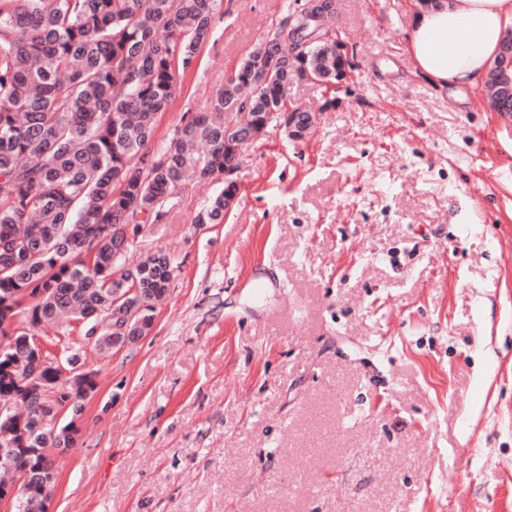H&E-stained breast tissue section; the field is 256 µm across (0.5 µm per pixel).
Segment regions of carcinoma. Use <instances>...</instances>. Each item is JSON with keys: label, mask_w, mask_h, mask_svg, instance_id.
<instances>
[{"label": "carcinoma", "mask_w": 512, "mask_h": 512, "mask_svg": "<svg viewBox=\"0 0 512 512\" xmlns=\"http://www.w3.org/2000/svg\"><path fill=\"white\" fill-rule=\"evenodd\" d=\"M224 0H0V485L16 486L12 512H46L50 493L35 481L55 468L54 449L74 448L96 373L64 377L52 358L27 349L25 336L45 322L86 328L101 352L147 335L152 301L173 276L158 252L129 266L128 228L136 214L158 220L187 171L199 181L224 172V131L255 127L266 112H297L292 85L304 79L288 55L312 71L336 60L334 0H305L268 32L210 100L152 151L157 119L209 40ZM278 66L269 80L256 77ZM165 158L145 164L149 156ZM224 222V194L195 216ZM142 305L140 325L122 337L113 289ZM138 292H132V289ZM57 420L56 432L31 437L33 421Z\"/></svg>", "instance_id": "carcinoma-1"}]
</instances>
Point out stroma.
I'll list each match as a JSON object with an SVG mask.
<instances>
[{
	"instance_id": "stroma-1",
	"label": "stroma",
	"mask_w": 512,
	"mask_h": 512,
	"mask_svg": "<svg viewBox=\"0 0 512 512\" xmlns=\"http://www.w3.org/2000/svg\"><path fill=\"white\" fill-rule=\"evenodd\" d=\"M304 0H224L152 149ZM417 0H336L349 75L294 84L313 135L248 146L239 200L187 181L133 255L174 273L101 355L49 512H512V120L414 73ZM239 191L229 199V204L224 210V188L210 203L204 205L195 216L198 224H220L224 221V213L229 211L238 198Z\"/></svg>"
}]
</instances>
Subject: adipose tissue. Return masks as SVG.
Returning <instances> with one entry per match:
<instances>
[{
    "instance_id": "1",
    "label": "adipose tissue",
    "mask_w": 512,
    "mask_h": 512,
    "mask_svg": "<svg viewBox=\"0 0 512 512\" xmlns=\"http://www.w3.org/2000/svg\"><path fill=\"white\" fill-rule=\"evenodd\" d=\"M512 28V0H427L412 15L407 50L418 73L453 90L481 84Z\"/></svg>"
}]
</instances>
